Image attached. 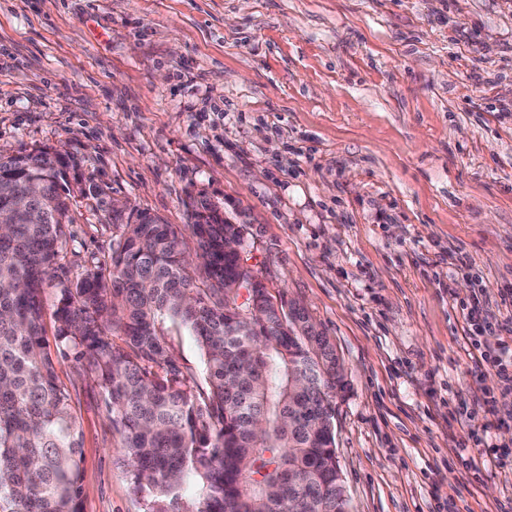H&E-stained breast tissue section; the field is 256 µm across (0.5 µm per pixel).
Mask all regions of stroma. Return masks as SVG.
<instances>
[{
	"mask_svg": "<svg viewBox=\"0 0 512 512\" xmlns=\"http://www.w3.org/2000/svg\"><path fill=\"white\" fill-rule=\"evenodd\" d=\"M60 145L166 223L199 195L246 215L257 273L343 362L349 512L512 497V384L477 364L512 333L462 314L480 292L512 319V0H0V154ZM71 209L61 275L112 252L104 213ZM166 341L207 387L195 337ZM57 376L83 512H145L92 373ZM485 389L495 414L466 411Z\"/></svg>",
	"mask_w": 512,
	"mask_h": 512,
	"instance_id": "stroma-1",
	"label": "stroma"
}]
</instances>
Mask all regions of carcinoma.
<instances>
[{
	"instance_id": "cac0c4a2",
	"label": "carcinoma",
	"mask_w": 512,
	"mask_h": 512,
	"mask_svg": "<svg viewBox=\"0 0 512 512\" xmlns=\"http://www.w3.org/2000/svg\"><path fill=\"white\" fill-rule=\"evenodd\" d=\"M79 163L49 149L0 155V512H81V434L70 391L58 383L44 337V289H60L57 338L78 367L95 373L119 447L126 449L146 512H343L332 473V396L345 386L339 357L323 331L263 335L269 311L251 322L231 313L238 273L224 255L232 225L204 198L188 203L183 232L143 211L142 224L109 223L112 254L73 277L56 263L73 223ZM36 185L33 204L49 212L33 223L17 197ZM186 327L206 356L208 390L194 391L166 343ZM121 333L123 344L112 339Z\"/></svg>"
}]
</instances>
